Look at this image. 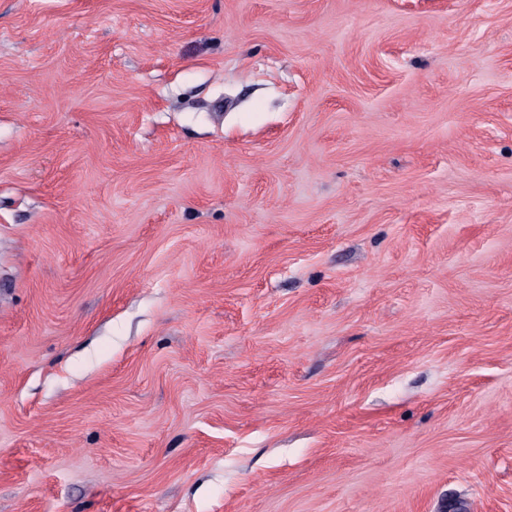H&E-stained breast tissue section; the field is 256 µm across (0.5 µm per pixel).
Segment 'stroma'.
I'll return each mask as SVG.
<instances>
[{"instance_id":"1","label":"stroma","mask_w":512,"mask_h":512,"mask_svg":"<svg viewBox=\"0 0 512 512\" xmlns=\"http://www.w3.org/2000/svg\"><path fill=\"white\" fill-rule=\"evenodd\" d=\"M0 512H512V0H0Z\"/></svg>"}]
</instances>
